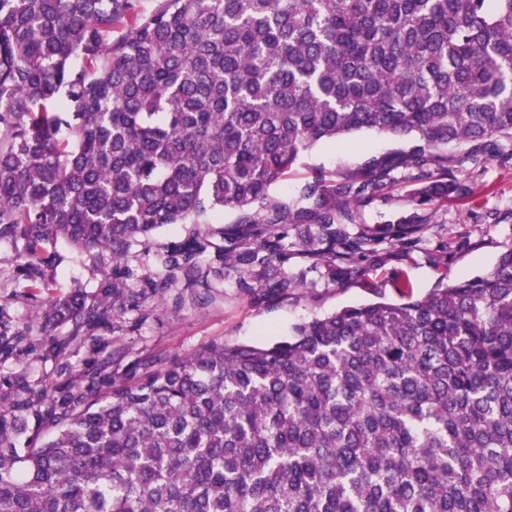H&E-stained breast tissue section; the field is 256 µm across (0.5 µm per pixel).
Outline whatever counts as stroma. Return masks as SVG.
Masks as SVG:
<instances>
[{
    "label": "stroma",
    "instance_id": "35a3bbf8",
    "mask_svg": "<svg viewBox=\"0 0 512 512\" xmlns=\"http://www.w3.org/2000/svg\"><path fill=\"white\" fill-rule=\"evenodd\" d=\"M403 138L370 130L347 140L315 146L288 179L272 191L285 197L311 168L330 172L353 169L367 158L404 149ZM468 196L452 198L430 212L429 247L435 257L415 251L391 252L370 266L358 280L330 283L324 280L299 289L296 297L277 303H254L241 289L220 278L206 288H173L145 307L146 318L136 329L100 327L89 332L80 349L68 350L69 362L92 367L123 345L127 363L161 356L177 358L212 344H272L288 339L295 324L341 307L379 298L395 301L397 282L408 281L413 296L420 297L439 283H453L489 272L501 252L512 245V163L493 160L469 179ZM101 276L89 255L73 251L65 242L55 246V263L48 287L31 288L17 273L15 250L0 243V306L14 323H28L45 302L82 288L96 293ZM60 362L19 344L0 358V394L10 392L18 376L29 382L55 379Z\"/></svg>",
    "mask_w": 512,
    "mask_h": 512
}]
</instances>
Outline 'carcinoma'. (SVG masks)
<instances>
[{
  "label": "carcinoma",
  "instance_id": "carcinoma-1",
  "mask_svg": "<svg viewBox=\"0 0 512 512\" xmlns=\"http://www.w3.org/2000/svg\"><path fill=\"white\" fill-rule=\"evenodd\" d=\"M364 129L411 145L273 194ZM492 160H512V0H0V240L35 288L60 239L102 275L42 310V334L71 325L57 356L178 282L284 301L308 270L357 279L427 229L361 207L403 173L406 202L435 209ZM167 224L192 228L130 266ZM27 339L0 307V355ZM123 358L0 396V512H512L511 245L484 275L272 346L137 378Z\"/></svg>",
  "mask_w": 512,
  "mask_h": 512
}]
</instances>
